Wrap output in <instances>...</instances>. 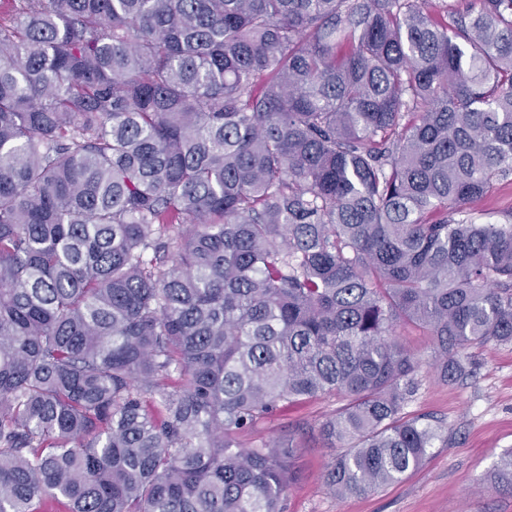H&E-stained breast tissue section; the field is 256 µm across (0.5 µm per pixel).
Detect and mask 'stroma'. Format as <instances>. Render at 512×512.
Masks as SVG:
<instances>
[{"mask_svg":"<svg viewBox=\"0 0 512 512\" xmlns=\"http://www.w3.org/2000/svg\"><path fill=\"white\" fill-rule=\"evenodd\" d=\"M397 336L421 360L419 388L405 412L435 422L441 439L403 480L340 499L326 483L333 451L318 430L338 401L320 397L288 406L241 437L247 446L296 445L299 478L287 491L286 512H512V494L498 491L489 477L512 453V344L466 349L472 375L448 384L431 365L432 337L411 325L399 327Z\"/></svg>","mask_w":512,"mask_h":512,"instance_id":"obj_1","label":"stroma"}]
</instances>
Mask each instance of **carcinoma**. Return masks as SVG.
Wrapping results in <instances>:
<instances>
[{"instance_id":"obj_1","label":"carcinoma","mask_w":512,"mask_h":512,"mask_svg":"<svg viewBox=\"0 0 512 512\" xmlns=\"http://www.w3.org/2000/svg\"><path fill=\"white\" fill-rule=\"evenodd\" d=\"M440 9L0 0V512H285L325 395L335 496L424 461L396 328L512 343V0ZM475 212L492 213L497 217L512 211V180L504 182L489 195L473 202Z\"/></svg>"}]
</instances>
